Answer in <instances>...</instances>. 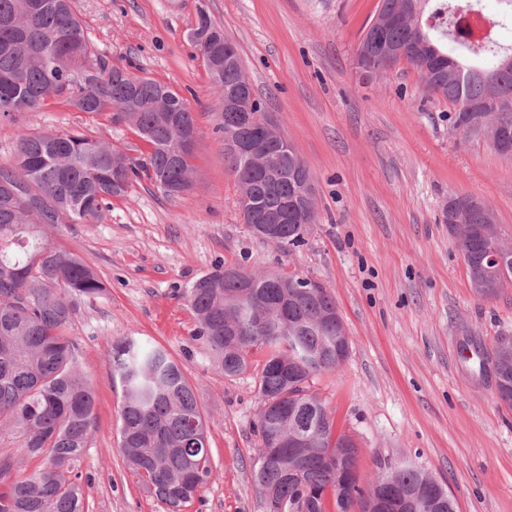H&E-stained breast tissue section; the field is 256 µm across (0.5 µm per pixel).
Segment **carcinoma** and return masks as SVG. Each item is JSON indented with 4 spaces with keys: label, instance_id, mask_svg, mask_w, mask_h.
<instances>
[{
    "label": "carcinoma",
    "instance_id": "cac0c4a2",
    "mask_svg": "<svg viewBox=\"0 0 512 512\" xmlns=\"http://www.w3.org/2000/svg\"><path fill=\"white\" fill-rule=\"evenodd\" d=\"M0 0V117L37 110L49 97L79 112L124 123L151 146L136 162L112 144L83 133L23 132L13 159L0 165V512H84L85 491L77 468L92 437L96 394L82 371L76 344L67 336L77 304L100 297L105 286L83 259L47 240L60 224H93L112 198L126 195L147 177L167 196L191 186L192 155L179 160V126L195 119L183 96L146 77H132L95 49L73 0ZM379 0L357 48V64L368 73L387 70L383 52L391 44L409 49L405 62L425 79L427 91L448 100L450 125L466 139H491L506 126L512 132V52L492 38L473 44L464 19L479 0ZM198 30L209 32L208 52L224 54V29L206 14ZM478 47L491 54L490 66H473L455 56ZM219 98L241 91L242 68L207 67ZM224 162L240 187L270 210L302 207L298 183L257 175L244 156L224 147ZM458 220L481 229L491 218L480 208L458 212ZM491 242L474 240L463 248L470 281L482 274ZM254 291L271 310L282 291L263 276ZM196 319L193 336L210 354L212 367L226 378L249 368L248 353L266 350L254 379L263 400L256 430L259 453L276 462L254 472L258 486L274 490L265 512H367L371 497L396 487L432 495L437 512H455L453 500L436 479L401 463L366 488L359 486L357 450L336 466L334 422L309 382L335 370L347 349L336 342V327L319 320L335 303L322 284L312 292H288V322L277 334L252 338L228 335L225 311L239 301L236 286L218 266L187 291ZM112 374L122 383L119 448L142 485L181 512L213 476L207 421L181 367L158 346L133 338L112 344ZM499 400L512 408V348L495 351ZM300 434L306 448L277 447L268 430ZM36 462L27 473L23 464Z\"/></svg>",
    "mask_w": 512,
    "mask_h": 512
}]
</instances>
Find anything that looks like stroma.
I'll list each match as a JSON object with an SVG mask.
<instances>
[{
    "instance_id": "obj_1",
    "label": "stroma",
    "mask_w": 512,
    "mask_h": 512,
    "mask_svg": "<svg viewBox=\"0 0 512 512\" xmlns=\"http://www.w3.org/2000/svg\"><path fill=\"white\" fill-rule=\"evenodd\" d=\"M99 53L135 77L179 92L198 146L192 185L176 197L134 184L95 224L51 230L58 247L92 263L103 297L79 304L70 334L96 392L91 445L78 472L85 512H166L118 447L123 387L108 353L133 337L164 347L209 421L212 479L182 512H264L254 479L262 400L252 373L214 370L185 293L216 266L295 273L336 299L350 348L312 392L336 431L359 446L367 485L408 462L436 477L456 512H512V409L476 351L512 338V286L478 298L443 220L449 195L470 194L512 238V159L464 140L448 103L399 63L359 69L356 48L378 0H74ZM238 48L262 112L298 148L314 185L318 222L301 246L281 249L243 224L240 192L224 165L223 111L190 34L200 14ZM80 131L141 160L133 130L48 99L0 119V163L20 131Z\"/></svg>"
}]
</instances>
